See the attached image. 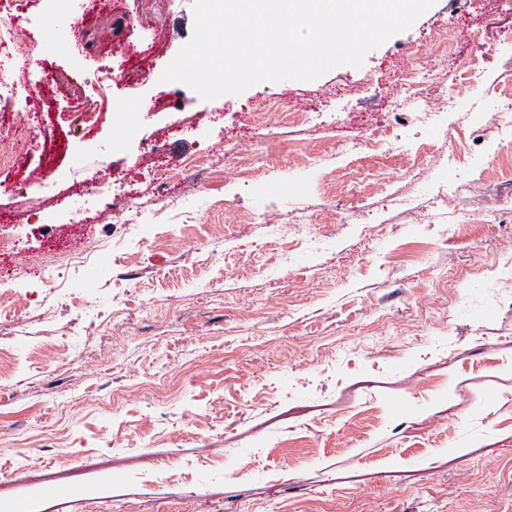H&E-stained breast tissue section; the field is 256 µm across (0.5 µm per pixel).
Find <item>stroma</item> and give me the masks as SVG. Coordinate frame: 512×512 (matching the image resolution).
I'll return each mask as SVG.
<instances>
[{
  "instance_id": "1",
  "label": "stroma",
  "mask_w": 512,
  "mask_h": 512,
  "mask_svg": "<svg viewBox=\"0 0 512 512\" xmlns=\"http://www.w3.org/2000/svg\"><path fill=\"white\" fill-rule=\"evenodd\" d=\"M89 2L71 42L26 0L55 78L26 111L0 89V228L21 249L0 255V512H512V0H436L361 67L212 100L151 75L192 0ZM411 51L434 78L408 89L391 75ZM130 65L136 86L100 87ZM80 89L107 102L87 134ZM270 102L316 106V128L254 123ZM379 125L403 154L366 148ZM232 144L258 177L230 179ZM103 179L136 199L124 220ZM301 216L320 250L269 234ZM83 230L111 246L18 277Z\"/></svg>"
}]
</instances>
